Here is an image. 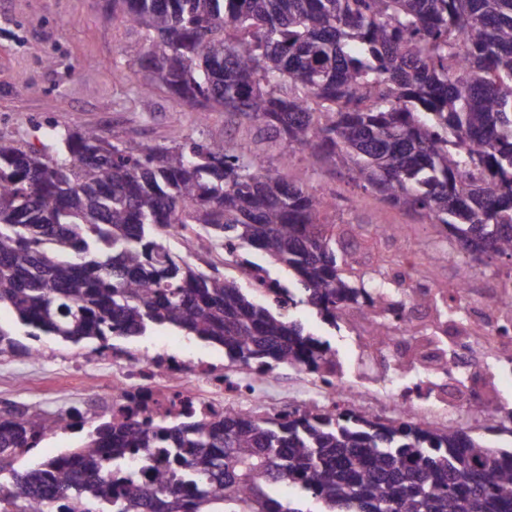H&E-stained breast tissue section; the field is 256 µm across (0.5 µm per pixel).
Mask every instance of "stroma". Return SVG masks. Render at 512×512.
Here are the masks:
<instances>
[{"label": "stroma", "instance_id": "35a3bbf8", "mask_svg": "<svg viewBox=\"0 0 512 512\" xmlns=\"http://www.w3.org/2000/svg\"><path fill=\"white\" fill-rule=\"evenodd\" d=\"M139 29L109 18L104 0H0V135H10L28 148H42L43 133L50 126L93 129L112 140L130 144L171 145L178 141L230 144L246 143L264 155L271 173L288 179L305 177L307 187L322 196L326 210L321 219L336 231L357 230L363 248L359 269L395 266L408 252H415L418 275L437 283L456 278L452 264L431 262L417 247L426 242L436 247L440 234L412 214L386 203L375 192L352 183L345 170L330 171L312 163L307 154H296L283 164L282 147L252 125H238L224 113H211L199 121L176 96L154 86L151 111L141 109L140 87L146 71L130 66L121 48L141 39ZM379 224L402 227L403 246H395L375 231ZM319 339L336 352V376H365L374 390L394 371L388 360L365 362L364 352L351 329L330 328L309 307L291 309ZM186 346L189 352L205 349L209 361L232 370L222 347L202 346L200 341L170 331L140 338L115 339L114 345L137 351L164 345ZM42 354L0 356V409L16 407L32 414L60 418L74 393L99 392L109 369L90 362L76 367L75 357L95 351L97 344L74 345L45 338ZM467 393L479 400L512 409V369L488 358L467 369Z\"/></svg>", "mask_w": 512, "mask_h": 512}]
</instances>
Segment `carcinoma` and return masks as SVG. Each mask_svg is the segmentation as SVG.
Masks as SVG:
<instances>
[{
	"mask_svg": "<svg viewBox=\"0 0 512 512\" xmlns=\"http://www.w3.org/2000/svg\"><path fill=\"white\" fill-rule=\"evenodd\" d=\"M142 30L121 48L200 119L221 109L268 138L438 224L473 260H512V0H106ZM0 136V307L32 340L78 344L170 329L231 363L322 374L336 353L282 306L173 252L168 227L208 251L247 245L292 271L288 308L333 328L355 308L379 348L386 323L458 319L461 282L354 275L352 247L320 223L300 180L224 142L131 145L93 129ZM28 346L0 327V354ZM56 422L0 413V499L16 512H512V450L465 432L354 408L295 407L205 423L99 421L81 445L17 469ZM165 448L155 484L130 457ZM281 481L297 498L278 499ZM317 508H311V505Z\"/></svg>",
	"mask_w": 512,
	"mask_h": 512,
	"instance_id": "carcinoma-1",
	"label": "carcinoma"
}]
</instances>
